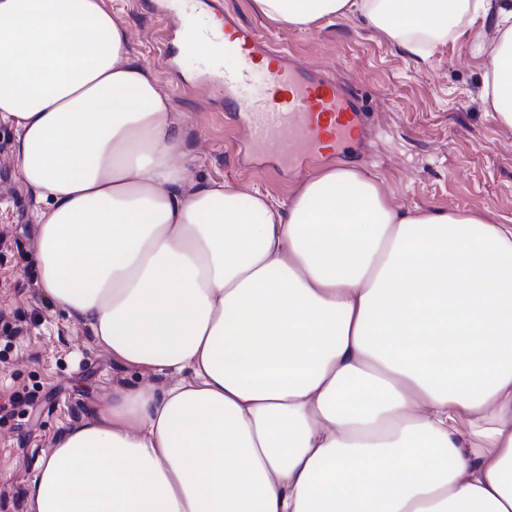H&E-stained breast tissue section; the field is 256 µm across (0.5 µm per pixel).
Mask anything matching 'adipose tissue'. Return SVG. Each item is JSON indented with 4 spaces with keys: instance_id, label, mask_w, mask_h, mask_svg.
Listing matches in <instances>:
<instances>
[{
    "instance_id": "adipose-tissue-1",
    "label": "adipose tissue",
    "mask_w": 512,
    "mask_h": 512,
    "mask_svg": "<svg viewBox=\"0 0 512 512\" xmlns=\"http://www.w3.org/2000/svg\"><path fill=\"white\" fill-rule=\"evenodd\" d=\"M253 2L422 58L472 40L512 127V0ZM128 41L101 0H0L40 285L121 366L178 377L64 425L30 512H512V225L400 211L345 164L283 203L196 181Z\"/></svg>"
}]
</instances>
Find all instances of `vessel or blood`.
<instances>
[{
	"instance_id": "obj_1",
	"label": "vessel or blood",
	"mask_w": 512,
	"mask_h": 512,
	"mask_svg": "<svg viewBox=\"0 0 512 512\" xmlns=\"http://www.w3.org/2000/svg\"><path fill=\"white\" fill-rule=\"evenodd\" d=\"M221 33L213 50L238 57L236 71L214 76V88L228 104L239 106L252 132L253 144L273 149L284 159L324 156L344 151L362 137L364 114L352 94L336 83L286 65L284 57L248 27L221 19ZM275 57L276 67L262 61ZM266 80L264 93L252 97L245 90L255 75Z\"/></svg>"
}]
</instances>
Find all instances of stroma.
<instances>
[{
  "label": "stroma",
  "instance_id": "35a3bbf8",
  "mask_svg": "<svg viewBox=\"0 0 512 512\" xmlns=\"http://www.w3.org/2000/svg\"><path fill=\"white\" fill-rule=\"evenodd\" d=\"M131 32L128 52L145 63L179 118L195 175L235 184L284 202L336 159L307 157L284 165L276 150H248L249 129L224 110L204 79L237 67L232 56L162 59L163 38L190 13L198 27L228 16L253 28L277 51L350 90L363 106L366 139L350 164L378 175L405 211L471 212L512 224V127L482 100L484 58L469 40L439 46L429 60L354 19L307 30L283 27L252 0H102ZM42 207L18 174L14 132L0 126V512H27L25 490L62 425L83 420L118 386L167 378L128 370L93 340L90 328L57 308L39 285L36 266ZM33 395L11 410L12 395Z\"/></svg>",
  "mask_w": 512,
  "mask_h": 512
}]
</instances>
